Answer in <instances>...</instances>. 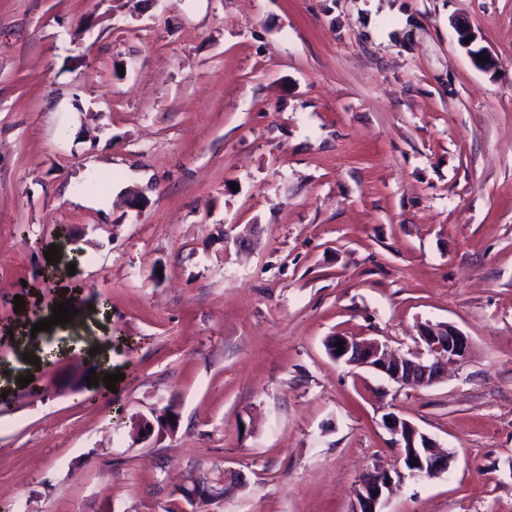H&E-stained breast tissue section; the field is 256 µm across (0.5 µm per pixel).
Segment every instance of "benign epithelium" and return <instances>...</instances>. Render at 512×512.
Listing matches in <instances>:
<instances>
[{
    "mask_svg": "<svg viewBox=\"0 0 512 512\" xmlns=\"http://www.w3.org/2000/svg\"><path fill=\"white\" fill-rule=\"evenodd\" d=\"M420 338L429 353L426 360L417 355L410 358H393L376 341L359 340L353 336L343 335L335 337V341L343 342V346L342 351L336 354L334 359L351 366L372 368L396 383L417 387L432 384L448 362L463 361L470 354L469 337L452 325L428 323L421 329ZM176 424L177 420L170 419V413L162 410L156 413L153 419L143 420L139 429L148 438L157 430L162 433L172 432ZM384 426L400 450L406 472L373 470L363 474L355 490L351 512H380L379 505L407 474L434 477L449 469L450 453L439 450L435 441L410 421L391 413L384 418ZM227 481L226 477L212 481L216 488L210 495L189 496L186 502L194 507L192 512L224 499L225 492L221 491V488L226 486Z\"/></svg>",
    "mask_w": 512,
    "mask_h": 512,
    "instance_id": "benign-epithelium-1",
    "label": "benign epithelium"
}]
</instances>
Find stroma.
Instances as JSON below:
<instances>
[{
    "label": "stroma",
    "mask_w": 512,
    "mask_h": 512,
    "mask_svg": "<svg viewBox=\"0 0 512 512\" xmlns=\"http://www.w3.org/2000/svg\"><path fill=\"white\" fill-rule=\"evenodd\" d=\"M1 298L8 512H188L216 466L209 512H350L390 413L452 463L381 512H512V0H0ZM427 322L471 352L426 387L325 347ZM170 416H173L174 420H169ZM176 424H177L176 413L171 414V413H168L167 411L162 410V411L156 413L153 416L152 420L143 419V421L141 422L140 426L138 427L137 433L135 435L140 439L149 438L150 436H152L154 434L157 427H158V429H160V431H158V433L174 432V430L176 428ZM140 429H141V432L145 433V436H141V432H140V434H138Z\"/></svg>",
    "instance_id": "1"
}]
</instances>
